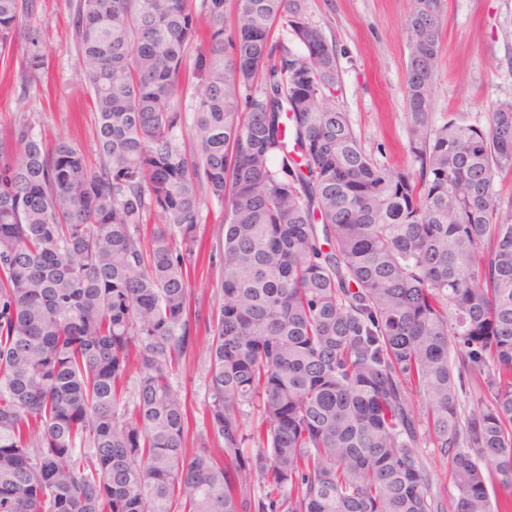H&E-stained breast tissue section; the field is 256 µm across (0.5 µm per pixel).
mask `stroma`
Listing matches in <instances>:
<instances>
[{
  "mask_svg": "<svg viewBox=\"0 0 512 512\" xmlns=\"http://www.w3.org/2000/svg\"><path fill=\"white\" fill-rule=\"evenodd\" d=\"M409 12V0H307L310 20L334 46L341 85L338 106L377 160L400 167L411 163L405 97ZM72 21L73 0H37L26 25L38 33L48 68L39 82L22 85L28 46L15 40L9 58L0 63V133L24 113L46 145L66 138L92 159L94 114ZM504 100H512V0H446L433 89L436 123L455 118L487 128L491 112ZM198 235L200 256L190 277L199 304L206 308L209 284L218 273L210 257L224 240L221 205L212 203L204 210ZM206 347V339H199L171 379L187 398L194 433L205 428L207 419Z\"/></svg>",
  "mask_w": 512,
  "mask_h": 512,
  "instance_id": "35a3bbf8",
  "label": "stroma"
}]
</instances>
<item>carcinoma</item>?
<instances>
[{"label":"carcinoma","instance_id":"1","mask_svg":"<svg viewBox=\"0 0 512 512\" xmlns=\"http://www.w3.org/2000/svg\"><path fill=\"white\" fill-rule=\"evenodd\" d=\"M444 7L411 0L399 168L336 107L306 0H75L98 162L24 116L0 134V512H512V101L486 130L435 123ZM33 8L0 0L24 85L47 65ZM210 201L205 312L189 272ZM202 326L191 436L171 376ZM198 235L201 240L200 256L195 269L190 271V277L193 283L196 281L195 297L198 298L199 305L207 311L211 304L212 291L207 288V282L216 285L219 265L215 266V254L219 253V245L222 246L224 241V207L217 203H208ZM210 255H213V260H210Z\"/></svg>","mask_w":512,"mask_h":512}]
</instances>
